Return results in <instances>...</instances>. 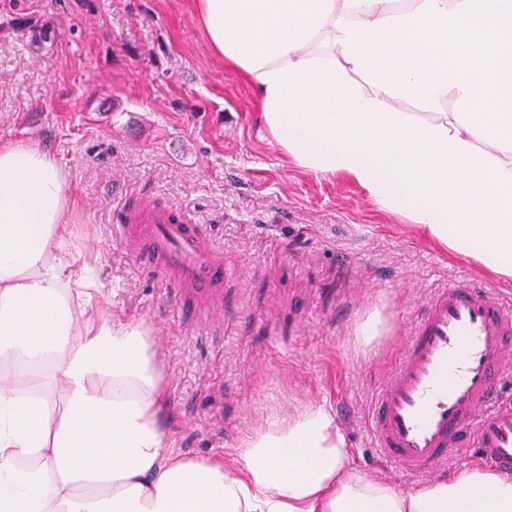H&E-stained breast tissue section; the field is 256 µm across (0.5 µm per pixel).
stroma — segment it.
Returning a JSON list of instances; mask_svg holds the SVG:
<instances>
[{
  "mask_svg": "<svg viewBox=\"0 0 512 512\" xmlns=\"http://www.w3.org/2000/svg\"><path fill=\"white\" fill-rule=\"evenodd\" d=\"M17 13L49 34L3 28ZM256 112L194 0H0V141H31L63 167L100 254L104 311L145 324L158 344L175 447L232 458L260 425L323 404L361 472L423 488L373 444L369 409L398 352L359 344L358 325L394 313L407 335L448 284L482 281L510 302L512 284L349 180L297 167ZM143 198L184 214L234 270L211 329L181 319L173 287L115 233Z\"/></svg>",
  "mask_w": 512,
  "mask_h": 512,
  "instance_id": "stroma-1",
  "label": "stroma"
}]
</instances>
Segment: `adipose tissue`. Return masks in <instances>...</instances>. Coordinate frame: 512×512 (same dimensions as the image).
I'll return each mask as SVG.
<instances>
[{
  "label": "adipose tissue",
  "instance_id": "1",
  "mask_svg": "<svg viewBox=\"0 0 512 512\" xmlns=\"http://www.w3.org/2000/svg\"><path fill=\"white\" fill-rule=\"evenodd\" d=\"M196 18L298 167L512 279V0H196ZM77 209L49 152L0 143V512H512L488 468L408 492L356 470L322 405L235 458L183 455L154 338L102 310Z\"/></svg>",
  "mask_w": 512,
  "mask_h": 512
}]
</instances>
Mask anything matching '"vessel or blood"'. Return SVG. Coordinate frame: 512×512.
<instances>
[{"mask_svg":"<svg viewBox=\"0 0 512 512\" xmlns=\"http://www.w3.org/2000/svg\"><path fill=\"white\" fill-rule=\"evenodd\" d=\"M118 232L141 241L151 267L178 288L189 323L208 322L231 273L201 231L146 201ZM511 349L512 311L490 289L465 280L438 291L379 387L369 413L375 447L396 467L434 479L468 443L479 460L512 475V399L503 396Z\"/></svg>","mask_w":512,"mask_h":512,"instance_id":"vessel-or-blood-1","label":"vessel or blood"}]
</instances>
